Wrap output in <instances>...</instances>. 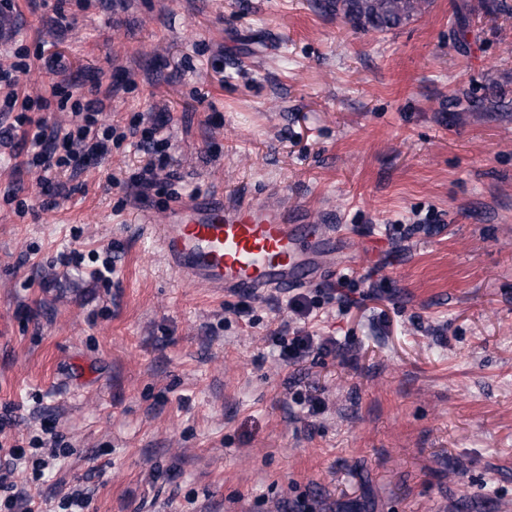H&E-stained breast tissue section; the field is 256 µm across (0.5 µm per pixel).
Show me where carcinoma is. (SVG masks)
<instances>
[{"label": "carcinoma", "mask_w": 512, "mask_h": 512, "mask_svg": "<svg viewBox=\"0 0 512 512\" xmlns=\"http://www.w3.org/2000/svg\"><path fill=\"white\" fill-rule=\"evenodd\" d=\"M426 0H324L320 8L328 14H336L352 28L371 29L387 32L400 27L424 9ZM495 12H512L507 0H479L473 6L464 3L460 6L457 37L459 43L468 45L470 16L476 9ZM492 108L506 109V102L498 96L470 101L469 111L479 112Z\"/></svg>", "instance_id": "carcinoma-1"}]
</instances>
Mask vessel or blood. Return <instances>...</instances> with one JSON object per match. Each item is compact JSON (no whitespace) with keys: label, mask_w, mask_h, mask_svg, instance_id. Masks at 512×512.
<instances>
[{"label":"vessel or blood","mask_w":512,"mask_h":512,"mask_svg":"<svg viewBox=\"0 0 512 512\" xmlns=\"http://www.w3.org/2000/svg\"><path fill=\"white\" fill-rule=\"evenodd\" d=\"M175 276L220 296L287 293L311 282L316 259L336 255V227L313 224L287 207L220 196L176 202L163 223L144 212Z\"/></svg>","instance_id":"b4317fda"}]
</instances>
